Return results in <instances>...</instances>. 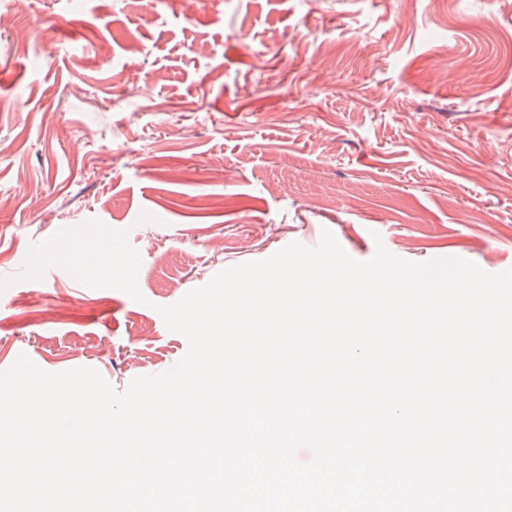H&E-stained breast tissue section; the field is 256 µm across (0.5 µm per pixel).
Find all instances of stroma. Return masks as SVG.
<instances>
[{
    "instance_id": "obj_1",
    "label": "stroma",
    "mask_w": 512,
    "mask_h": 512,
    "mask_svg": "<svg viewBox=\"0 0 512 512\" xmlns=\"http://www.w3.org/2000/svg\"><path fill=\"white\" fill-rule=\"evenodd\" d=\"M92 219L144 303L22 280ZM326 230L512 269V0H0V371L124 391L188 350L159 307Z\"/></svg>"
}]
</instances>
